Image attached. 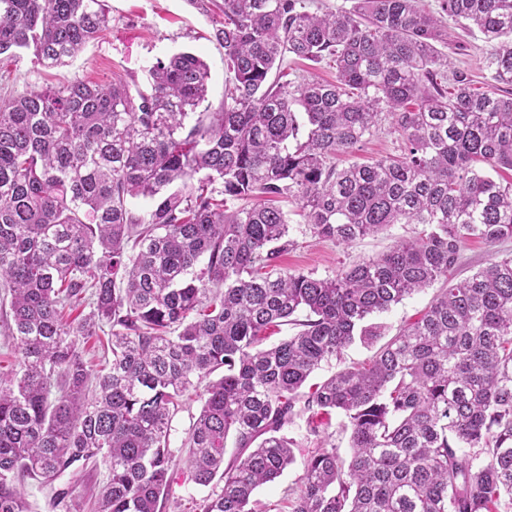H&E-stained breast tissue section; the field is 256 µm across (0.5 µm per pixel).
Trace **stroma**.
I'll return each mask as SVG.
<instances>
[{
    "mask_svg": "<svg viewBox=\"0 0 512 512\" xmlns=\"http://www.w3.org/2000/svg\"><path fill=\"white\" fill-rule=\"evenodd\" d=\"M109 25L97 40L66 65L45 69L33 62L31 53L0 62V95L7 97L29 88L58 87L81 78L96 82L120 75L133 87H146L147 70L156 59L179 51L199 55L209 67L206 103L218 110L224 99L227 73L224 50L214 38V16L207 12L204 0H107ZM449 72L464 74L473 89H488L490 80L485 58L491 46L480 33L464 29L455 18L445 20ZM289 212L290 236L294 247L281 259L283 269L332 278L346 265L387 250L394 238L412 237L416 224H398L389 233L367 237L352 245H339L314 237L303 219L295 215V206L283 203ZM285 432L297 443L296 460L274 482L260 487L254 496L259 512H286L288 498L303 476V458L314 448L317 436L310 431L306 417L295 418ZM106 477L104 468L90 469L76 462L64 474L51 481L25 478L22 492L29 512H91L94 490Z\"/></svg>",
    "mask_w": 512,
    "mask_h": 512,
    "instance_id": "obj_1",
    "label": "stroma"
}]
</instances>
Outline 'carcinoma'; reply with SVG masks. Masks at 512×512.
Masks as SVG:
<instances>
[{"instance_id":"1","label":"carcinoma","mask_w":512,"mask_h":512,"mask_svg":"<svg viewBox=\"0 0 512 512\" xmlns=\"http://www.w3.org/2000/svg\"><path fill=\"white\" fill-rule=\"evenodd\" d=\"M351 2L212 0L229 74L216 112H197L209 67L190 52L156 60L134 92L77 79L0 98V287L17 352L0 371V512H29L19 478L80 460L106 467L98 512H159L181 462L195 484L223 483L193 512H256L255 490L295 462L284 429L301 414L320 442L290 512L512 505V254L456 277L468 241L512 238V182L495 178L512 171V0H440L491 44L482 93L448 78V31L415 0ZM108 23L105 0H0V56L58 67ZM288 54L335 63L336 80H269ZM386 123L395 154L331 163ZM277 198L338 245L423 229L334 278L288 272ZM436 283L389 335L379 316ZM104 329L112 358L93 376L80 343ZM357 341L379 348L302 391ZM200 387L180 459L172 411ZM336 411L346 457L320 436Z\"/></svg>"}]
</instances>
